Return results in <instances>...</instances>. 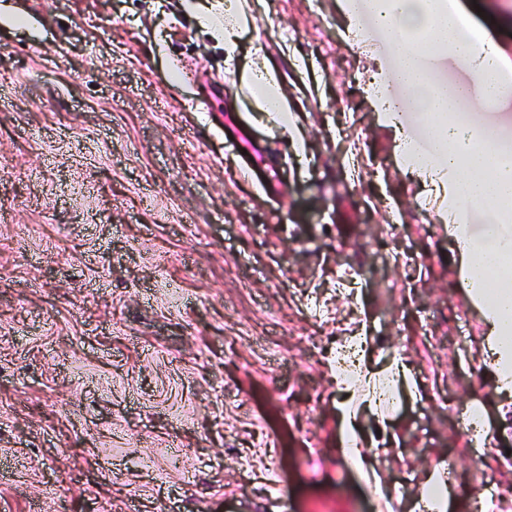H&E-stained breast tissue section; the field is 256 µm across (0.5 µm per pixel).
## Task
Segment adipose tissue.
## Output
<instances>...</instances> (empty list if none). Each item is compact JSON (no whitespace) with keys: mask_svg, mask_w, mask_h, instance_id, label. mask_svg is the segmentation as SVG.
I'll list each match as a JSON object with an SVG mask.
<instances>
[{"mask_svg":"<svg viewBox=\"0 0 512 512\" xmlns=\"http://www.w3.org/2000/svg\"><path fill=\"white\" fill-rule=\"evenodd\" d=\"M378 29L390 36L394 65L389 81L413 91L432 149L414 168L422 175L430 195L448 204V232L461 249L460 274L469 298L482 307L487 325L486 347L494 366L499 392H512V279H505V258L512 254V238L499 234L496 224L486 225L480 238H473L464 222L469 209L497 201L512 200V163L502 161L495 148L482 139L483 126L465 123L457 114L462 106L477 110L486 96L506 94L502 77L512 69V57L497 47L480 45L466 33L464 17L448 8L447 0H361ZM201 27L224 44L226 63H233L239 33L249 22L237 0H192L190 5ZM469 59L473 78L468 85L445 87L432 80L436 61L445 53ZM245 81L261 99V111L275 113L286 129L295 118L287 98L280 92L277 72L264 69L246 73ZM495 275V287H486L487 275ZM360 380L368 389L360 403L337 406L340 430L346 441V456L355 468L369 464L363 450L367 436L357 424L359 407L379 408L374 390L377 372L362 368ZM454 498L442 469L431 471L425 489L414 503V512H452Z\"/></svg>","mask_w":512,"mask_h":512,"instance_id":"adipose-tissue-1","label":"adipose tissue"}]
</instances>
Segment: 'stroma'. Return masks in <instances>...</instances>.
I'll return each instance as SVG.
<instances>
[{"label": "stroma", "mask_w": 512, "mask_h": 512, "mask_svg": "<svg viewBox=\"0 0 512 512\" xmlns=\"http://www.w3.org/2000/svg\"><path fill=\"white\" fill-rule=\"evenodd\" d=\"M234 65L188 0H0V512H512V397L460 255L371 92L346 0H241ZM512 56V0H458ZM275 69L304 148L236 74ZM411 378L365 474L333 357ZM482 409L493 444L463 422ZM441 467L431 471L425 480V490L413 504L411 512H446L454 510L452 490Z\"/></svg>", "instance_id": "stroma-1"}]
</instances>
